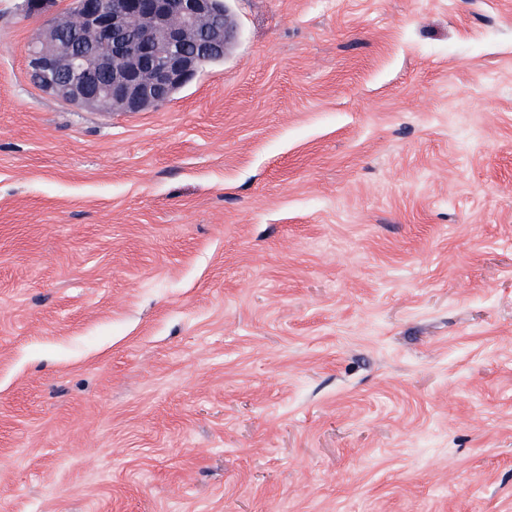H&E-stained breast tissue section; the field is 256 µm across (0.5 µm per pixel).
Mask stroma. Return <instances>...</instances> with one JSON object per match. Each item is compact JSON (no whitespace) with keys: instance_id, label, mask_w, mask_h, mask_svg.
Segmentation results:
<instances>
[{"instance_id":"stroma-1","label":"stroma","mask_w":512,"mask_h":512,"mask_svg":"<svg viewBox=\"0 0 512 512\" xmlns=\"http://www.w3.org/2000/svg\"><path fill=\"white\" fill-rule=\"evenodd\" d=\"M0 0V512H512V0H226L167 104L39 90Z\"/></svg>"}]
</instances>
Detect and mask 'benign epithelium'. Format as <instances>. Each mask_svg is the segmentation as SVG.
Wrapping results in <instances>:
<instances>
[{"label": "benign epithelium", "mask_w": 512, "mask_h": 512, "mask_svg": "<svg viewBox=\"0 0 512 512\" xmlns=\"http://www.w3.org/2000/svg\"><path fill=\"white\" fill-rule=\"evenodd\" d=\"M215 0H81L28 47L29 74L49 95L80 108L143 112L165 105L174 90L221 53L233 26L210 29ZM79 30L68 41L65 24ZM203 40L200 53L187 44Z\"/></svg>", "instance_id": "obj_1"}]
</instances>
